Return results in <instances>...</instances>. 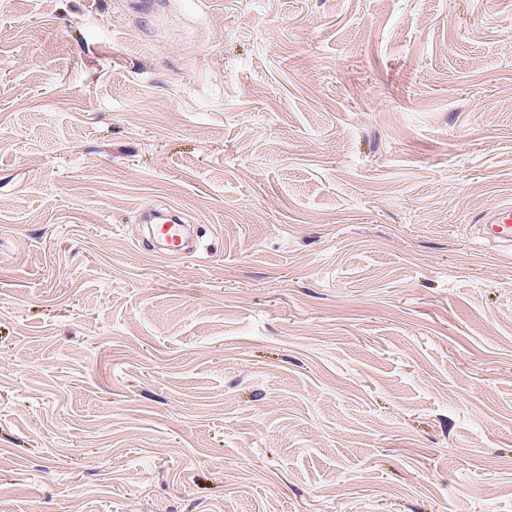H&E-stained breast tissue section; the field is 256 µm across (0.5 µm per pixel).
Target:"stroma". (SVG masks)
I'll use <instances>...</instances> for the list:
<instances>
[{"instance_id": "obj_1", "label": "stroma", "mask_w": 512, "mask_h": 512, "mask_svg": "<svg viewBox=\"0 0 512 512\" xmlns=\"http://www.w3.org/2000/svg\"><path fill=\"white\" fill-rule=\"evenodd\" d=\"M128 2L0 0V512H512V0ZM478 222L482 238L489 244L508 248L512 246V204L505 203L483 215ZM147 223L162 224L157 226V234L163 236V246L167 255H185L192 250L188 239L187 226L183 218L177 213L163 214L149 212Z\"/></svg>"}]
</instances>
